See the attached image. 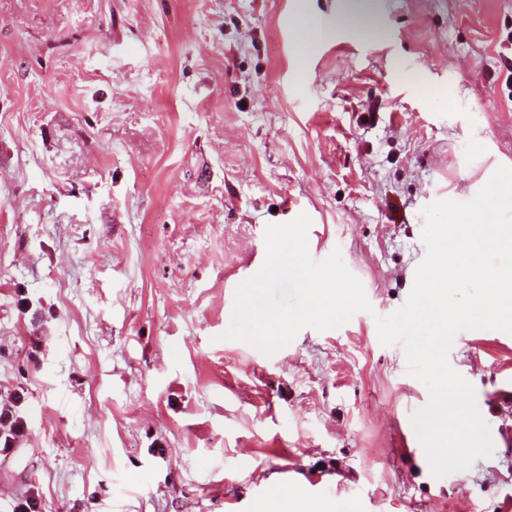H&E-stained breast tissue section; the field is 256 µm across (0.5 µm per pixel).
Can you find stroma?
<instances>
[{"mask_svg":"<svg viewBox=\"0 0 512 512\" xmlns=\"http://www.w3.org/2000/svg\"><path fill=\"white\" fill-rule=\"evenodd\" d=\"M0 0V512H512V334L458 332L491 456L435 477L377 317L423 210L512 168V0ZM308 10L329 34L310 38ZM307 216L371 312L225 339L265 230ZM22 395L13 394L6 400L0 399V459L14 453L15 448L26 436L29 427L19 410Z\"/></svg>","mask_w":512,"mask_h":512,"instance_id":"obj_1","label":"stroma"}]
</instances>
